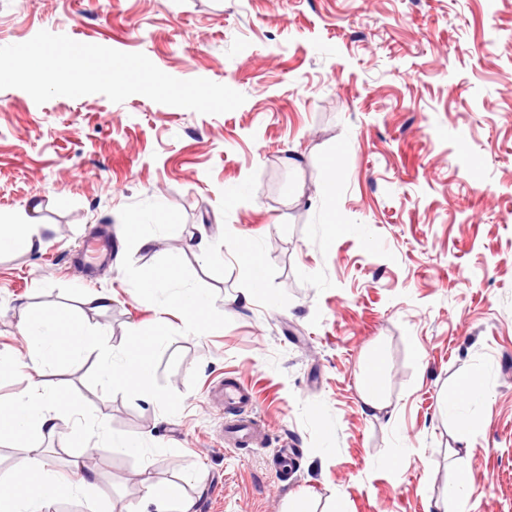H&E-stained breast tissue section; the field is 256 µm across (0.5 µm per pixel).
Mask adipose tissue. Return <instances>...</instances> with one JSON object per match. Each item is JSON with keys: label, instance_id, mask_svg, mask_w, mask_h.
Instances as JSON below:
<instances>
[{"label": "adipose tissue", "instance_id": "obj_1", "mask_svg": "<svg viewBox=\"0 0 512 512\" xmlns=\"http://www.w3.org/2000/svg\"><path fill=\"white\" fill-rule=\"evenodd\" d=\"M40 237L41 226L28 211H19L8 219L0 218V248L27 251ZM181 278L179 259L171 257L152 275L140 280L138 293L153 295L161 283L176 286V293L159 304L158 315L163 317L170 311H179L187 326L196 332H204L209 300L195 290L180 288ZM19 332L28 344L29 358L11 362L10 367L31 371L35 378L26 390L0 406V418L8 421L12 434L23 438L28 448L21 462L6 473L9 483L0 487V512H50L58 495L78 489L100 491L103 477L99 470L88 466L87 453L83 450L73 453L69 459L71 480L58 481L48 472L41 443L46 435L52 434L62 412H76L77 406L72 402L60 403L44 379L47 368L61 355L75 358L96 351L102 356V379L111 384L131 379L140 382L150 375L151 355L157 340L142 335L131 336L122 349L121 358L114 360L109 356L103 336L81 318L63 320L55 316H24L19 322ZM62 334L68 339V348L64 351L58 346V337Z\"/></svg>", "mask_w": 512, "mask_h": 512}]
</instances>
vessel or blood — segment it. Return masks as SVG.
<instances>
[{
	"label": "vessel or blood",
	"instance_id": "vessel-or-blood-1",
	"mask_svg": "<svg viewBox=\"0 0 512 512\" xmlns=\"http://www.w3.org/2000/svg\"><path fill=\"white\" fill-rule=\"evenodd\" d=\"M111 252V242L106 237H95L83 245V255L91 263H104ZM224 396V441L235 447H246L264 431L262 420L251 409V389L236 378L226 379Z\"/></svg>",
	"mask_w": 512,
	"mask_h": 512
}]
</instances>
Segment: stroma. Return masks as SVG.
I'll use <instances>...</instances> for the list:
<instances>
[{"label":"stroma","mask_w":512,"mask_h":512,"mask_svg":"<svg viewBox=\"0 0 512 512\" xmlns=\"http://www.w3.org/2000/svg\"><path fill=\"white\" fill-rule=\"evenodd\" d=\"M42 30L246 97L200 114L0 90V215L34 205L45 226L32 251H0V357L28 354L24 306L86 317L116 350L163 332L142 386L104 385L93 353L48 369L81 412L45 438L47 469L67 474L80 428L104 474L103 496L54 512H132L173 481L196 512L298 495L311 512H436L461 474L470 512H512V0H0V46ZM150 216L153 243L132 245ZM98 235L112 256L90 268ZM235 241L262 248L263 301L240 297ZM173 256L211 302L204 335L176 311L158 326L168 289L137 294ZM103 290L109 307L84 305ZM375 354L374 411L358 380ZM475 373L465 432L446 404ZM229 376L254 393L261 444L222 440ZM111 252V242L107 237H95L87 240L83 245V255L94 264H103Z\"/></svg>","instance_id":"stroma-1"}]
</instances>
